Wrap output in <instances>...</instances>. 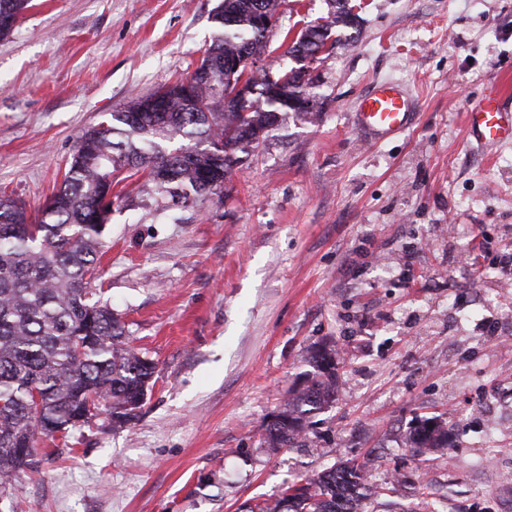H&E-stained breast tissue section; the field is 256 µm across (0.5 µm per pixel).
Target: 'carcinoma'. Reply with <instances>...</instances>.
<instances>
[{"label":"carcinoma","instance_id":"carcinoma-1","mask_svg":"<svg viewBox=\"0 0 512 512\" xmlns=\"http://www.w3.org/2000/svg\"><path fill=\"white\" fill-rule=\"evenodd\" d=\"M324 21L303 28L283 56L300 60L322 49L332 52L333 30L358 29L349 0H325ZM29 0H0V38L14 30L12 13ZM281 0H220L211 14L216 29L202 62L224 66L214 77L193 70L194 98L172 86L131 99L108 113L99 126L78 135L76 150L61 185L40 216L9 195H0V495L24 472L38 466L36 435L69 438L72 420L88 393H100L110 406L112 430L126 429L144 405L155 366L130 345L125 323L111 307L94 298L91 280L104 254L105 223L98 209L112 204L115 174L130 170L177 202L194 193L220 192L224 180L250 154L280 115L291 112L312 122L318 112L303 106L314 79L303 65L280 64L282 81L272 91L266 71L251 72L246 83L250 104L225 105L226 70L242 54L266 60L273 54L259 17L279 19ZM340 351L322 344L310 349L309 370L288 391L276 420L262 426V443L271 452L292 447L306 435L312 418L339 397ZM40 401H35L34 392ZM404 442L414 456L445 450L454 437L439 417L423 429L408 428ZM378 491L363 468L340 461L316 475L287 484L278 495L247 512H366Z\"/></svg>","mask_w":512,"mask_h":512}]
</instances>
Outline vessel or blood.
<instances>
[{"mask_svg":"<svg viewBox=\"0 0 512 512\" xmlns=\"http://www.w3.org/2000/svg\"><path fill=\"white\" fill-rule=\"evenodd\" d=\"M416 108L415 98L402 84L380 81L359 100L355 123L367 138L381 141L409 128ZM466 121L473 146L483 148L512 142V94L491 87L469 107Z\"/></svg>","mask_w":512,"mask_h":512,"instance_id":"1","label":"vessel or blood"}]
</instances>
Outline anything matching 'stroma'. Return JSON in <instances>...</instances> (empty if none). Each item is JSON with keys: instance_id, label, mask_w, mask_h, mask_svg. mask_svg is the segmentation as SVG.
Segmentation results:
<instances>
[{"instance_id": "35a3bbf8", "label": "stroma", "mask_w": 512, "mask_h": 512, "mask_svg": "<svg viewBox=\"0 0 512 512\" xmlns=\"http://www.w3.org/2000/svg\"><path fill=\"white\" fill-rule=\"evenodd\" d=\"M357 36L317 63L319 118L282 117L222 193L173 205L120 182L92 286L156 365L131 426L41 438L0 512H239L341 459L383 487L368 512H512V142L482 152L465 112L512 90V0H350ZM218 0H31L0 39V192L38 213L81 131L186 77ZM325 0H282L284 48ZM381 80L415 122L378 142L353 124ZM343 356L339 401L296 447L262 425L311 346ZM500 430L488 456L486 413ZM444 415L454 446L418 464L403 434Z\"/></svg>"}]
</instances>
